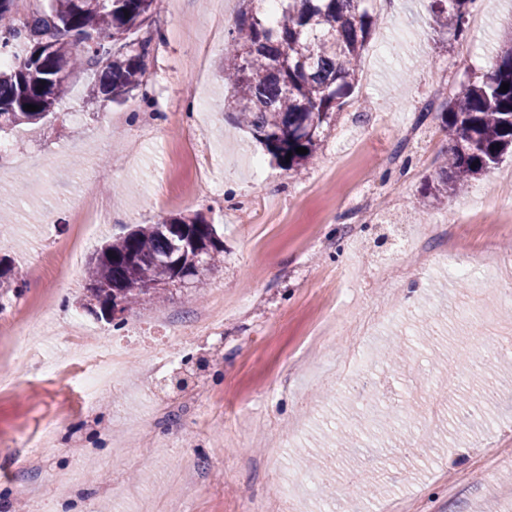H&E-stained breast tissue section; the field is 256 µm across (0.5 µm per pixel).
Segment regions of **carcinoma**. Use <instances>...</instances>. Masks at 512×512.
<instances>
[{"label": "carcinoma", "mask_w": 512, "mask_h": 512, "mask_svg": "<svg viewBox=\"0 0 512 512\" xmlns=\"http://www.w3.org/2000/svg\"><path fill=\"white\" fill-rule=\"evenodd\" d=\"M244 0L224 53L228 107L285 170L313 160L331 115L356 87L361 57L377 18L367 0H279L274 15ZM476 0H431L440 28L463 32ZM158 0H0V131L51 114L78 75L92 82L86 96L105 107L126 101L145 85L152 37L138 36ZM492 67L444 103L440 119L452 135L447 158L423 198L439 201L499 164L512 149V28ZM509 90H500L501 84ZM36 105L35 111L25 110ZM304 147L306 154L296 153ZM290 159H285V156ZM224 252L214 225L201 214L139 224L106 244L88 263L97 316L162 297L166 286L215 265ZM23 284L0 270V313Z\"/></svg>", "instance_id": "obj_1"}]
</instances>
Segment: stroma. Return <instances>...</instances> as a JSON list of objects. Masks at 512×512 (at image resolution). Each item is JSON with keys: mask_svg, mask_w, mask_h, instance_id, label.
Returning <instances> with one entry per match:
<instances>
[{"mask_svg": "<svg viewBox=\"0 0 512 512\" xmlns=\"http://www.w3.org/2000/svg\"><path fill=\"white\" fill-rule=\"evenodd\" d=\"M430 0H377L375 32L360 62L359 88L325 126L312 162L282 170L228 112L230 89L221 51L194 82V47L211 17L212 0H160L146 60V88L128 104L91 103L81 75L49 120L0 132V256L26 280L11 309H23L14 335H0V368L13 386L0 391V512H240L244 502L289 494L288 512H321L324 503L351 512H512V302L501 276L484 267L470 277L448 272L442 242L464 234L470 246L512 254V232L495 238L480 224L452 216L485 195H500L512 173L506 158L468 188L420 206L449 136L428 119L426 136L410 146L405 166L387 167L400 129L417 102L453 97L490 69L498 35L512 23V0H479L456 37L434 29ZM367 119L356 121L358 111ZM154 134L140 135L142 113ZM118 115L109 123V115ZM207 158L212 183L189 203L178 202ZM394 189L399 206L385 223L349 226L344 207L364 177ZM92 189L112 206L76 262L65 245L74 236L72 210ZM202 213L224 242L204 287L172 286L157 303L133 307L116 322L99 321L91 345L123 347L117 382L87 390L67 348L73 319H88L97 302L86 290L87 265L101 245L137 224ZM398 232L406 244L436 252L435 264L405 279L381 269L403 252L378 237ZM401 298L390 324L358 333V313ZM247 299L217 336L193 333L196 313L217 295ZM482 308L492 320L462 323L459 313ZM54 322L42 334L44 318ZM330 322L340 334L317 353L314 336ZM482 346L478 359L459 357L458 333ZM361 336L371 360L396 341L411 350L406 375L373 371L392 398L410 401L409 420L388 425V403L339 395L337 372ZM27 351H17L18 341ZM175 356L174 367L147 374L146 364ZM496 387L486 421L446 415L461 393ZM444 413L419 430L433 404ZM51 442H44L46 428ZM199 466L203 482L186 489L181 465ZM79 472L66 496L52 477ZM370 478L372 495L353 500L351 476Z\"/></svg>", "mask_w": 512, "mask_h": 512, "instance_id": "1", "label": "stroma"}]
</instances>
